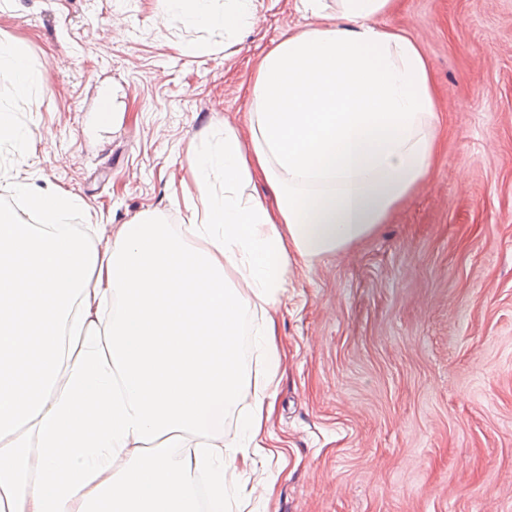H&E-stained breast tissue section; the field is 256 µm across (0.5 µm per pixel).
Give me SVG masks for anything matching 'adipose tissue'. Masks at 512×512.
Segmentation results:
<instances>
[{
  "label": "adipose tissue",
  "mask_w": 512,
  "mask_h": 512,
  "mask_svg": "<svg viewBox=\"0 0 512 512\" xmlns=\"http://www.w3.org/2000/svg\"><path fill=\"white\" fill-rule=\"evenodd\" d=\"M305 24L261 59L236 130L196 152L179 231L147 217L88 232L76 198L28 179L0 207V512H233L258 455L283 359L273 310L293 261L358 244L427 178L434 93L419 46L386 23L394 0H300ZM254 0H162V13L234 35ZM17 96L42 88L0 40ZM265 182L268 207L252 188ZM261 378L242 337L249 309ZM241 410L238 431L224 420Z\"/></svg>",
  "instance_id": "adipose-tissue-1"
}]
</instances>
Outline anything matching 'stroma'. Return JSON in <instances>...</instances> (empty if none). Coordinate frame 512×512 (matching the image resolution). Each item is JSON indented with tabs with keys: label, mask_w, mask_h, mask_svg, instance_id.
I'll list each match as a JSON object with an SVG mask.
<instances>
[{
	"label": "stroma",
	"mask_w": 512,
	"mask_h": 512,
	"mask_svg": "<svg viewBox=\"0 0 512 512\" xmlns=\"http://www.w3.org/2000/svg\"><path fill=\"white\" fill-rule=\"evenodd\" d=\"M232 39L160 21L159 0H12L0 40L43 73L21 99L24 177L79 200L67 221L172 228L190 156L220 122L242 144L262 56L304 22L254 0ZM387 23L428 61L432 171L365 242L293 267L277 306L284 354L240 512H512V0H396ZM224 50L194 52V44ZM113 102L100 125V98Z\"/></svg>",
	"instance_id": "1"
}]
</instances>
